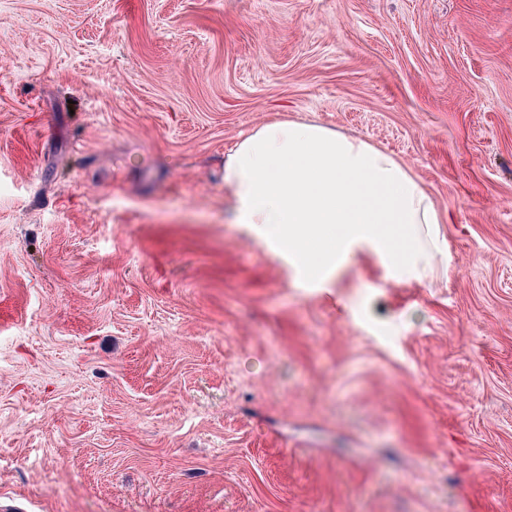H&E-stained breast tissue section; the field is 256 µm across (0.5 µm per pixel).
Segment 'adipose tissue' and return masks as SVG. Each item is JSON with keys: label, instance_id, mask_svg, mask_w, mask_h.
Listing matches in <instances>:
<instances>
[{"label": "adipose tissue", "instance_id": "ef3b65f1", "mask_svg": "<svg viewBox=\"0 0 512 512\" xmlns=\"http://www.w3.org/2000/svg\"><path fill=\"white\" fill-rule=\"evenodd\" d=\"M233 221L307 288H333L374 257L392 280L430 284L445 250L432 194L393 153L314 122L252 129L224 159Z\"/></svg>", "mask_w": 512, "mask_h": 512}]
</instances>
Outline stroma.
I'll return each instance as SVG.
<instances>
[{
	"mask_svg": "<svg viewBox=\"0 0 512 512\" xmlns=\"http://www.w3.org/2000/svg\"><path fill=\"white\" fill-rule=\"evenodd\" d=\"M284 118L408 164L447 275L230 223ZM1 501L512 512V0H0Z\"/></svg>",
	"mask_w": 512,
	"mask_h": 512,
	"instance_id": "stroma-1",
	"label": "stroma"
}]
</instances>
